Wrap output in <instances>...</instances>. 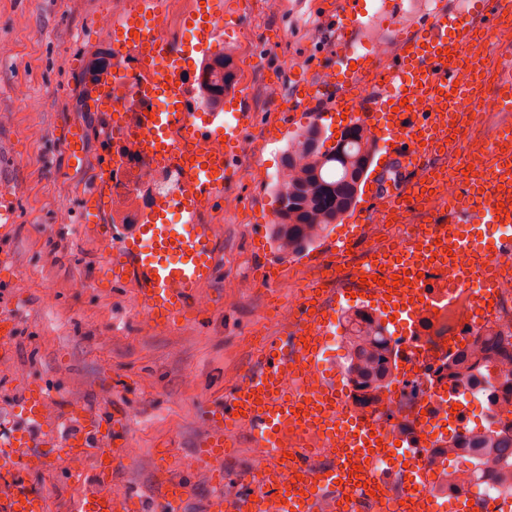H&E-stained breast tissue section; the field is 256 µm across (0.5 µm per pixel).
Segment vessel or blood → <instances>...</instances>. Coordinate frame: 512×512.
<instances>
[{
	"label": "vessel or blood",
	"mask_w": 512,
	"mask_h": 512,
	"mask_svg": "<svg viewBox=\"0 0 512 512\" xmlns=\"http://www.w3.org/2000/svg\"><path fill=\"white\" fill-rule=\"evenodd\" d=\"M368 0H335L329 25L334 32L337 63L350 60L354 51L351 31L369 16ZM251 0H199L186 14L185 26L195 33L192 53L208 54L220 46L227 29L226 13L249 12ZM512 0H469L460 11L436 7L425 24L411 36L400 39L397 59L377 63L362 60L344 81L322 82L319 75L303 74L296 81L286 109L309 112L326 133L336 131V118L345 115L377 134L375 166L364 176L366 185L359 200L342 221L346 233L328 243L312 258V265L332 269L337 253L350 248L376 212L408 222L421 216L433 232L413 237L400 251L385 245L372 249L363 275L371 283L364 300L394 318L400 332L412 335L423 317L448 306V287L437 279L438 269L455 262L463 276L493 272L486 254L477 251L467 230L477 224L512 227V124L486 126L488 146L481 158L479 177L470 178L463 192L445 200L431 196L436 176L448 171L449 154H461L455 133L466 123L482 95L501 102L512 112V58L503 48L512 43L489 24ZM159 0H138L134 12L112 27L116 54L110 75L92 85L89 94L104 105L112 103V79L137 66L134 101L136 109L121 115L120 122L105 121L103 148L89 186L77 201L82 230L101 243L106 261L102 270L111 282H134L137 302L150 327L163 329L176 321L198 318L199 291L217 273L218 238L215 227L201 223L194 209L196 197L209 195L222 204L224 188L241 177L233 146L253 129V113L246 109L243 89L224 96L222 108L189 112L193 87L178 83V70H159L160 59L179 57L176 42L159 29ZM485 45L481 58H474L476 41ZM378 76L379 91L366 98L351 96L360 76ZM165 98L167 109L147 113V105ZM326 107L312 110L317 99ZM137 132L143 150L177 171L174 189L147 211L131 234L113 240L106 224L112 208L113 157L119 153L128 132ZM206 137L224 139V154L213 155L197 148ZM84 129L73 124L64 131L60 144L67 167L76 171L85 165ZM20 193L0 182V237L12 232L20 221ZM180 209L181 223H172L171 206ZM395 269L409 278V293L387 297L376 276ZM353 283L343 288L322 289V302L312 311H300L295 325L265 340L258 365L244 374L223 400L209 406L204 421L207 433L194 455L195 468L212 471L217 484L207 512H325L326 499L340 498L341 512H364L375 504L380 512H407L400 500H384L378 489L393 478L379 462L399 455L401 448L417 447L413 437L394 442L357 414L336 418L340 389L336 372L320 356L325 336L336 324V299L354 293ZM19 322L9 311L0 310V360L13 354ZM300 376L297 390L285 388L289 369ZM46 395L41 387H29L22 400L25 427L0 442V512H47L46 497L28 479L31 471H49L61 456L78 460L94 455L97 483L110 482L118 466V449L127 445L126 418L113 412L111 418L81 414L77 426L62 439L35 441L34 429L43 420ZM304 425L335 438L337 428L350 434L345 448L329 447L322 454L327 466L318 468L300 449L285 453L288 431ZM244 426L264 456L239 476L245 488L237 497H225L224 462L232 445L227 431ZM360 475H353L354 466ZM190 482L164 479L158 512H182L191 497ZM137 500L86 490L75 496L69 512H139Z\"/></svg>",
	"instance_id": "vessel-or-blood-1"
}]
</instances>
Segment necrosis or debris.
Here are the masks:
<instances>
[{"label":"necrosis or debris","mask_w":512,"mask_h":512,"mask_svg":"<svg viewBox=\"0 0 512 512\" xmlns=\"http://www.w3.org/2000/svg\"><path fill=\"white\" fill-rule=\"evenodd\" d=\"M166 173V167L141 151L136 139H128L112 180V196L124 204L122 223H138L141 212L163 197L161 179ZM488 254L498 268L493 286L480 278L463 279L458 266L449 265L448 295L454 306L425 322L410 356L402 354L403 336H391L392 355L403 358V378L379 395L347 383L336 408L338 415L359 414L392 435L425 440L418 455L428 471L449 442H464L482 423L499 421L501 401L512 397L511 390L469 387L448 374L449 358L476 333L512 328V246H494ZM452 392L459 396L460 409H453L448 400ZM427 407L432 413L426 417L422 411Z\"/></svg>","instance_id":"necrosis-or-debris-1"}]
</instances>
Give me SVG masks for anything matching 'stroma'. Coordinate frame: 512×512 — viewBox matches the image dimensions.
<instances>
[{
  "label": "stroma",
  "instance_id": "1",
  "mask_svg": "<svg viewBox=\"0 0 512 512\" xmlns=\"http://www.w3.org/2000/svg\"><path fill=\"white\" fill-rule=\"evenodd\" d=\"M442 1L465 4L401 0L393 12L378 14L354 32L356 58L415 33ZM256 2L223 44L248 75L243 86L259 131L256 173L225 189L223 208L207 218L216 227L220 267L200 290V320L153 329L131 283H94L105 256L74 215L80 189L99 160L101 128L85 71L104 46L98 23L108 0H0V114L9 116L4 128L14 157L0 177L19 189L21 209L20 223L0 238V248L14 259L0 273V306L19 322L14 355L0 361V430L23 426L21 403L32 385L47 397V436L67 431L65 409L99 417L122 410L128 446L107 490L133 493L149 510L160 489L157 458L164 451L169 477L195 487L184 512H206L213 481L189 466L206 432L205 407L257 364L261 345L255 335L269 338L280 331L268 308L294 301L301 280L296 269L268 288L238 286L253 276L261 252L275 250L268 215L290 141L278 132L280 115L266 100L265 87L276 81L290 90L297 72L328 58L332 42L324 16L333 0H316V14L292 17L269 9L266 0ZM22 83L40 100L39 110H27L17 97ZM70 122L85 130L87 166L76 173L65 171L57 141L59 128ZM75 465L89 473L94 459H62L50 472L31 474L46 492L48 512H65L80 493L70 475Z\"/></svg>",
  "mask_w": 512,
  "mask_h": 512
}]
</instances>
